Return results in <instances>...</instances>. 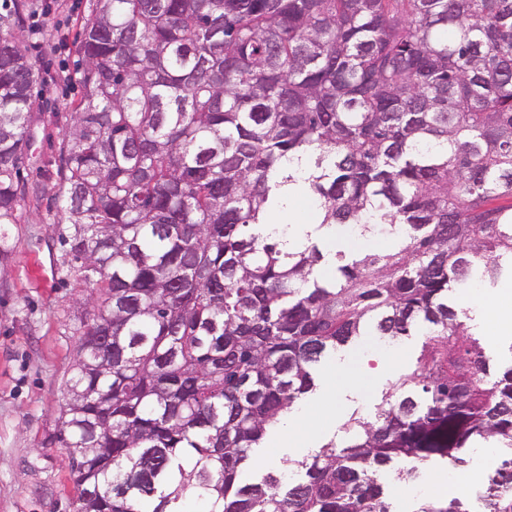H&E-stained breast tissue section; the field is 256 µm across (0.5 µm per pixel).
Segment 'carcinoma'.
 I'll list each match as a JSON object with an SVG mask.
<instances>
[{
  "label": "carcinoma",
  "mask_w": 512,
  "mask_h": 512,
  "mask_svg": "<svg viewBox=\"0 0 512 512\" xmlns=\"http://www.w3.org/2000/svg\"><path fill=\"white\" fill-rule=\"evenodd\" d=\"M58 148L65 263L84 303L49 446L70 512H394L378 473L501 455L416 512H512V367L494 372L454 294L512 276V0H97ZM0 14V225L17 223L37 62ZM307 154L319 227L383 225L393 252L269 236L282 162ZM427 331L376 420L285 483L240 484L321 359Z\"/></svg>",
  "instance_id": "cac0c4a2"
}]
</instances>
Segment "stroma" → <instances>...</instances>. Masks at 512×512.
I'll use <instances>...</instances> for the list:
<instances>
[{
    "label": "stroma",
    "mask_w": 512,
    "mask_h": 512,
    "mask_svg": "<svg viewBox=\"0 0 512 512\" xmlns=\"http://www.w3.org/2000/svg\"><path fill=\"white\" fill-rule=\"evenodd\" d=\"M27 2L28 14L13 34L36 60L42 81L35 90L40 107L33 113L30 146L20 162L25 196L18 221L0 226V251L6 253L0 261V512H63L73 489L68 452L46 447L45 441L57 424L73 374L83 296L62 267L56 227L60 213L48 173L67 127L68 105L78 97L75 36L95 0ZM509 285L507 277L494 285L478 282L457 297L487 355L501 368L512 366V332L488 316L490 304L500 302L501 288ZM424 341L417 331L395 342L388 365L376 374H365L363 363L382 349L378 337H361L325 357L322 385L306 402L309 421L281 423L266 447L256 449L243 482L270 471L294 480L296 461L329 440H343L350 418L375 414L384 393L414 368ZM341 362L350 369L342 382L336 379ZM447 471V466L432 464L419 482H387L394 512H416L423 500L447 496V484L435 481Z\"/></svg>",
    "instance_id": "obj_1"
}]
</instances>
